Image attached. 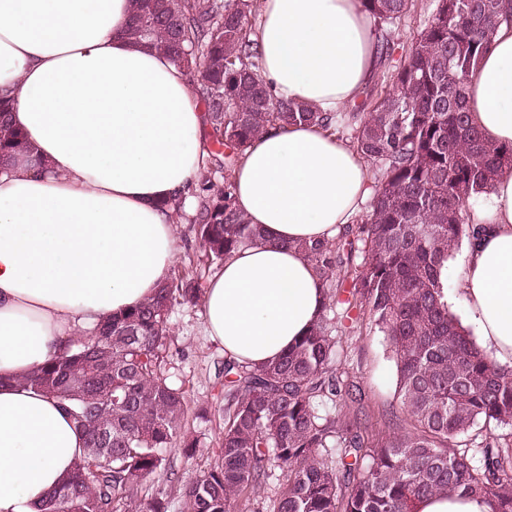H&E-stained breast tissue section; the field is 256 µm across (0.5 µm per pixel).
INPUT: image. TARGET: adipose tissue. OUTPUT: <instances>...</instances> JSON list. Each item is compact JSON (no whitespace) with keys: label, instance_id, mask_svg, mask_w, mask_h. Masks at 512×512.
Returning a JSON list of instances; mask_svg holds the SVG:
<instances>
[{"label":"adipose tissue","instance_id":"obj_1","mask_svg":"<svg viewBox=\"0 0 512 512\" xmlns=\"http://www.w3.org/2000/svg\"><path fill=\"white\" fill-rule=\"evenodd\" d=\"M131 12L132 0H0V95L28 146L0 162V512H39L85 453L60 404L19 378L154 294L178 258L160 202L203 166L206 114L183 71L125 37ZM252 39L274 97L323 112L355 104L377 64L362 0H258ZM467 108L488 141L512 144V26ZM233 181L264 240L225 260L203 305L225 357L255 367L319 320L324 290L296 245L354 220L368 168L347 140L297 125L255 138ZM472 222L458 290L478 347L512 367V167Z\"/></svg>","mask_w":512,"mask_h":512}]
</instances>
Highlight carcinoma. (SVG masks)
<instances>
[{"label":"carcinoma","mask_w":512,"mask_h":512,"mask_svg":"<svg viewBox=\"0 0 512 512\" xmlns=\"http://www.w3.org/2000/svg\"><path fill=\"white\" fill-rule=\"evenodd\" d=\"M376 26L381 78L394 85L348 112H319L275 98L250 50L254 0H134L125 33L183 69L202 98L208 128L197 179L162 208L189 223L210 263L259 241L237 211L232 171L260 133L318 124L349 141L368 164L371 193L357 227L296 247L324 288L320 320L279 359L258 367L224 360V429L218 460L179 480L167 448L186 429L185 391L165 374L169 318L197 306L202 274L166 279L153 298L67 344L24 383L61 401L86 435V454L41 512H168L167 492L143 491L163 473L185 512H250L279 470L273 512H414L427 496L472 494L512 512V455L497 441L480 458L456 451L480 425L512 427V367L493 363L448 311L446 264L474 234L471 214L494 177L512 167V145L485 140L466 115V89L512 25L502 0H436L431 16L394 57L414 0H363ZM0 97V158L24 144ZM357 315H352L353 310ZM368 324L395 357L401 432L369 436L364 392L336 367L341 339ZM333 448L336 459L321 454Z\"/></svg>","instance_id":"carcinoma-1"}]
</instances>
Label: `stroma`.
<instances>
[{"instance_id":"stroma-1","label":"stroma","mask_w":512,"mask_h":512,"mask_svg":"<svg viewBox=\"0 0 512 512\" xmlns=\"http://www.w3.org/2000/svg\"><path fill=\"white\" fill-rule=\"evenodd\" d=\"M171 341L165 372L172 382L182 386L188 399V428L201 434V445L193 458H186L182 447H173L170 458L183 480L202 473L220 452L224 422L212 417L196 419L200 407L216 408L224 403V348L206 336L202 307H179L170 317ZM339 369L357 377L364 393V408L369 428L381 437L396 430L393 415L400 407L396 393V366L385 336L377 329L363 327L343 337Z\"/></svg>"}]
</instances>
